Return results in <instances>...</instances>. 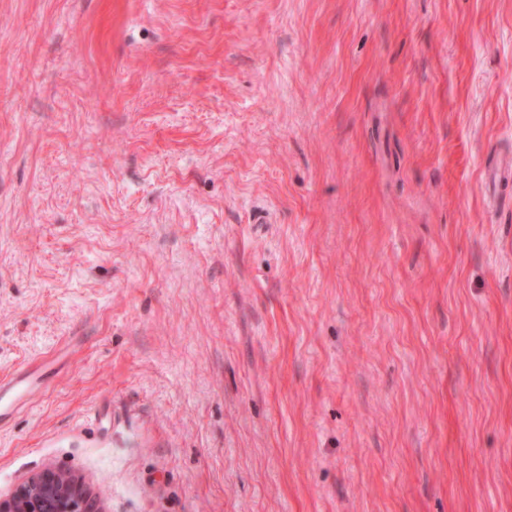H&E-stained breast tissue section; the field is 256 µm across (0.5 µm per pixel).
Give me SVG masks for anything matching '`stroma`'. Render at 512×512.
I'll use <instances>...</instances> for the list:
<instances>
[{"label":"stroma","instance_id":"35a3bbf8","mask_svg":"<svg viewBox=\"0 0 512 512\" xmlns=\"http://www.w3.org/2000/svg\"><path fill=\"white\" fill-rule=\"evenodd\" d=\"M36 359L2 497L512 512V0H0V380ZM99 500L77 476L47 468L20 481L0 497V512H103Z\"/></svg>","mask_w":512,"mask_h":512}]
</instances>
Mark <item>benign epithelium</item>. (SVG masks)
<instances>
[{
	"instance_id": "7a95c632",
	"label": "benign epithelium",
	"mask_w": 512,
	"mask_h": 512,
	"mask_svg": "<svg viewBox=\"0 0 512 512\" xmlns=\"http://www.w3.org/2000/svg\"><path fill=\"white\" fill-rule=\"evenodd\" d=\"M0 512H103V509L79 477L47 468L20 481L9 496H1Z\"/></svg>"
}]
</instances>
